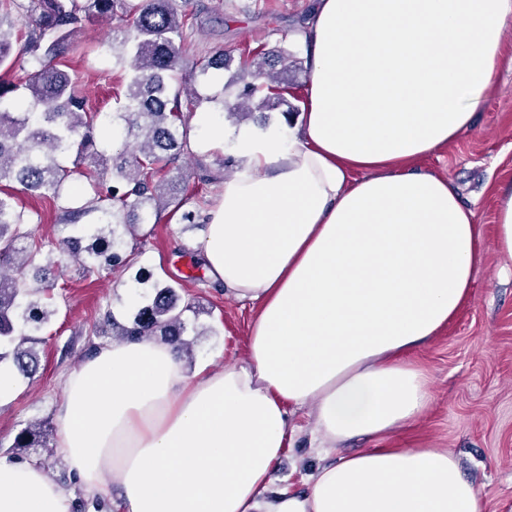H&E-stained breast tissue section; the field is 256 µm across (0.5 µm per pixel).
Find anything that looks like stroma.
<instances>
[{
	"mask_svg": "<svg viewBox=\"0 0 512 512\" xmlns=\"http://www.w3.org/2000/svg\"><path fill=\"white\" fill-rule=\"evenodd\" d=\"M186 12H199L201 25L188 36L189 51L205 56L224 51L239 60L245 49L259 45L275 50L285 46L304 55L306 33L314 0H180ZM109 22L88 24L74 39L67 67L77 77L90 105L111 111L112 52L103 42L110 37ZM190 149L180 162L179 175L186 189L177 202L142 226L137 237L126 238L129 261L116 269L83 270L63 261L56 275L51 303L55 309L44 325L35 350L38 369L33 377L16 376L12 396L0 402V456L38 462L46 474L73 492L72 512L110 507L116 497L104 486L87 498L72 480L65 453L56 440L55 414L63 401L60 381L87 357L97 342L95 328L104 310L119 321L131 318L150 298L154 282L177 281L183 301L194 310L189 324L204 328L195 337L192 359L183 367L193 371L198 362L223 364L225 357L243 356L254 307L227 296L213 282L187 280L189 264L198 261L195 244L202 231L184 223L187 212H198L213 197L217 183L204 175L232 168L218 152L206 150L195 113L185 115ZM421 169L451 177L463 202L474 205L484 233L485 260L477 268L472 294L458 315L438 336L416 350L412 361L431 378L434 395L428 412L413 426L392 437V445H431L451 449L465 475L489 506V512H512V267L504 268L495 245L496 195L494 187L512 182V70L500 67L493 75V90L484 103L475 129L448 149L420 163ZM19 208L30 229L43 242L59 244L64 231L58 222V202L14 187ZM41 427L44 446L37 452L14 447L15 436L27 425ZM296 431L292 446L277 463L271 490L291 487L302 494L309 476L322 459L309 445L305 418L291 420Z\"/></svg>",
	"mask_w": 512,
	"mask_h": 512,
	"instance_id": "stroma-1",
	"label": "stroma"
}]
</instances>
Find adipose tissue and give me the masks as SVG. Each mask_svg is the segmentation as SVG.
<instances>
[{
  "label": "adipose tissue",
  "instance_id": "adipose-tissue-1",
  "mask_svg": "<svg viewBox=\"0 0 512 512\" xmlns=\"http://www.w3.org/2000/svg\"><path fill=\"white\" fill-rule=\"evenodd\" d=\"M512 0H316L297 127L196 116L232 173L203 208L208 275L256 313L247 355L192 375L153 339L112 340L63 376L58 445L116 512H486L446 448H387L429 408L409 354L445 329L482 263L475 208L418 161L474 129ZM306 412L316 448L375 447L268 496ZM0 512H71L33 461L0 457Z\"/></svg>",
  "mask_w": 512,
  "mask_h": 512
}]
</instances>
